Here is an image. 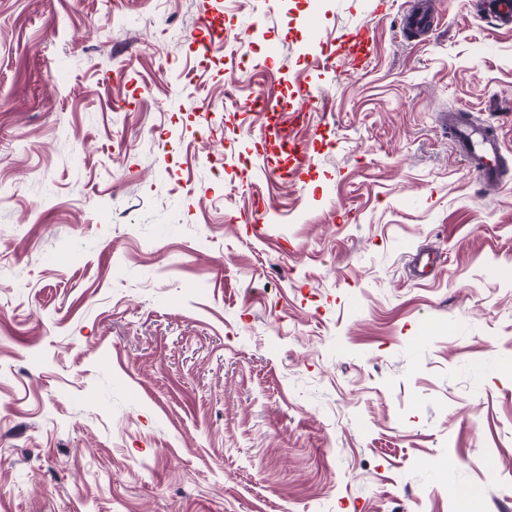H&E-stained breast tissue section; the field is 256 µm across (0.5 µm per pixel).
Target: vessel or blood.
<instances>
[{
	"instance_id": "vessel-or-blood-1",
	"label": "vessel or blood",
	"mask_w": 512,
	"mask_h": 512,
	"mask_svg": "<svg viewBox=\"0 0 512 512\" xmlns=\"http://www.w3.org/2000/svg\"><path fill=\"white\" fill-rule=\"evenodd\" d=\"M443 123L456 149L466 158L471 175L485 185L500 182L501 147L493 133L478 127L463 110L445 113Z\"/></svg>"
}]
</instances>
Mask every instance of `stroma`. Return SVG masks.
<instances>
[{
    "instance_id": "1",
    "label": "stroma",
    "mask_w": 512,
    "mask_h": 512,
    "mask_svg": "<svg viewBox=\"0 0 512 512\" xmlns=\"http://www.w3.org/2000/svg\"><path fill=\"white\" fill-rule=\"evenodd\" d=\"M415 2L0 0V512H512V26ZM443 123L456 149L467 159L471 175L485 185L500 182L501 147L493 133L478 127L463 110L444 112Z\"/></svg>"
}]
</instances>
